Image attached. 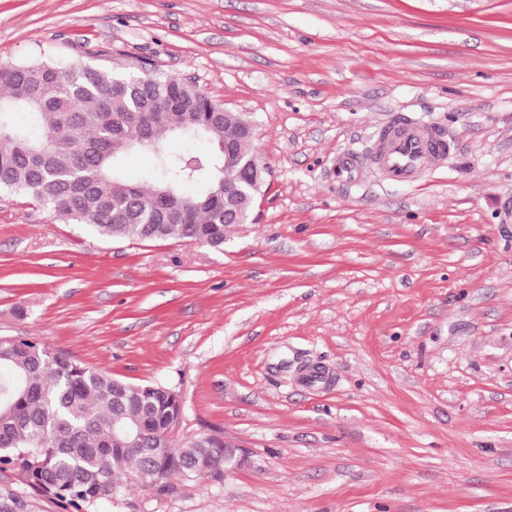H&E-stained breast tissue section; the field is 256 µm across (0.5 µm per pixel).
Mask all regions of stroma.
I'll use <instances>...</instances> for the list:
<instances>
[{
    "instance_id": "1",
    "label": "stroma",
    "mask_w": 512,
    "mask_h": 512,
    "mask_svg": "<svg viewBox=\"0 0 512 512\" xmlns=\"http://www.w3.org/2000/svg\"><path fill=\"white\" fill-rule=\"evenodd\" d=\"M155 61L251 121L266 169L223 250L112 241L0 191V338L168 384L174 447L247 461L12 512H512V0H0V62ZM406 115L445 170L336 178Z\"/></svg>"
}]
</instances>
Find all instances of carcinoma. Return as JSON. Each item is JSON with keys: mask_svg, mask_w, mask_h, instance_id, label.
Instances as JSON below:
<instances>
[{"mask_svg": "<svg viewBox=\"0 0 512 512\" xmlns=\"http://www.w3.org/2000/svg\"><path fill=\"white\" fill-rule=\"evenodd\" d=\"M19 113L39 136L15 124ZM187 136L209 148L171 149ZM238 136L223 105L152 63L0 64V189L108 238L224 249V181L241 177L224 169V142ZM133 151L160 171L147 188L118 167ZM181 411L166 385L114 378L33 338L0 339V465L61 501L93 506L131 482L172 495L174 475L222 483L224 438L170 444Z\"/></svg>", "mask_w": 512, "mask_h": 512, "instance_id": "1", "label": "carcinoma"}]
</instances>
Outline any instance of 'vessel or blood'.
<instances>
[{"label":"vessel or blood","mask_w":512,"mask_h":512,"mask_svg":"<svg viewBox=\"0 0 512 512\" xmlns=\"http://www.w3.org/2000/svg\"><path fill=\"white\" fill-rule=\"evenodd\" d=\"M454 150L452 138L429 125L399 117L376 132L366 155L339 159L336 175L348 180L368 167L384 182L412 184L442 168Z\"/></svg>","instance_id":"obj_1"}]
</instances>
